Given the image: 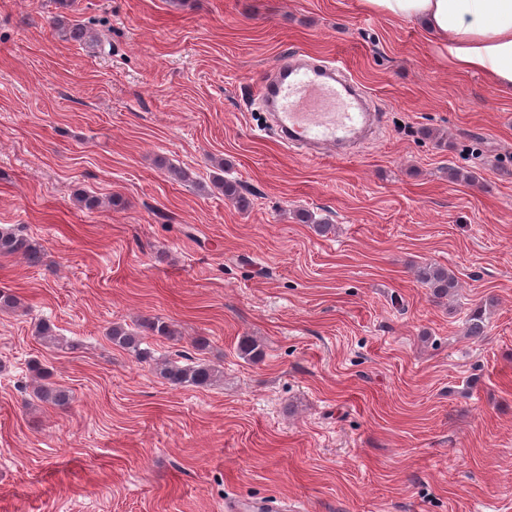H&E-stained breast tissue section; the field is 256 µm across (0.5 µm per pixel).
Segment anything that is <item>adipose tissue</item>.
Returning <instances> with one entry per match:
<instances>
[{
	"label": "adipose tissue",
	"instance_id": "adipose-tissue-1",
	"mask_svg": "<svg viewBox=\"0 0 512 512\" xmlns=\"http://www.w3.org/2000/svg\"><path fill=\"white\" fill-rule=\"evenodd\" d=\"M361 8L418 25L452 68L512 90V0H359Z\"/></svg>",
	"mask_w": 512,
	"mask_h": 512
}]
</instances>
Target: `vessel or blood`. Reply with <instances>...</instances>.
Masks as SVG:
<instances>
[{
  "label": "vessel or blood",
  "instance_id": "b4317fda",
  "mask_svg": "<svg viewBox=\"0 0 512 512\" xmlns=\"http://www.w3.org/2000/svg\"><path fill=\"white\" fill-rule=\"evenodd\" d=\"M283 143L305 157L345 154L365 139L376 115L364 88L337 62L297 53L279 61L259 87Z\"/></svg>",
  "mask_w": 512,
  "mask_h": 512
}]
</instances>
